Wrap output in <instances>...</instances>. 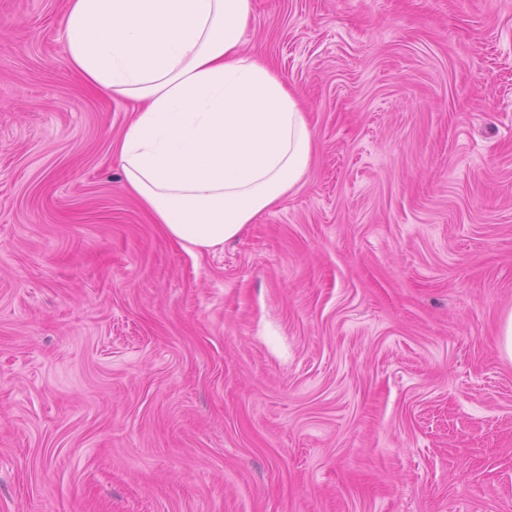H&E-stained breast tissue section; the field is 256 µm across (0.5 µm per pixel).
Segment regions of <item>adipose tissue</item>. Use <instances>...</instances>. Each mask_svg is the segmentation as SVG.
Listing matches in <instances>:
<instances>
[{"mask_svg":"<svg viewBox=\"0 0 512 512\" xmlns=\"http://www.w3.org/2000/svg\"><path fill=\"white\" fill-rule=\"evenodd\" d=\"M251 0H69V66L135 101L126 190L189 252L237 237L307 174L313 132L268 63L240 49Z\"/></svg>","mask_w":512,"mask_h":512,"instance_id":"ef3b65f1","label":"adipose tissue"}]
</instances>
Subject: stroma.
I'll list each match as a JSON object with an SVG mask.
<instances>
[{
    "label": "stroma",
    "instance_id": "stroma-1",
    "mask_svg": "<svg viewBox=\"0 0 512 512\" xmlns=\"http://www.w3.org/2000/svg\"><path fill=\"white\" fill-rule=\"evenodd\" d=\"M68 0H0V512H512V0H252L310 169L190 253Z\"/></svg>",
    "mask_w": 512,
    "mask_h": 512
}]
</instances>
